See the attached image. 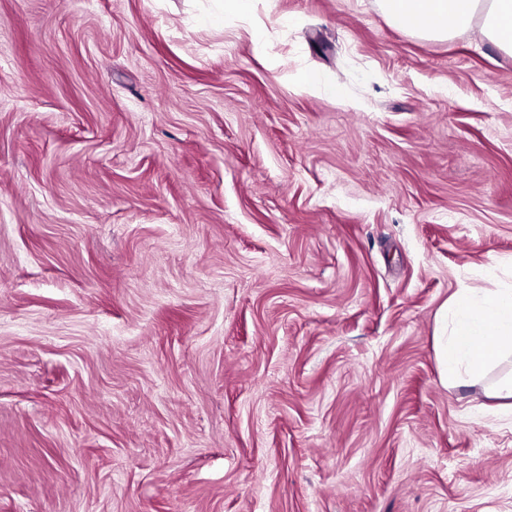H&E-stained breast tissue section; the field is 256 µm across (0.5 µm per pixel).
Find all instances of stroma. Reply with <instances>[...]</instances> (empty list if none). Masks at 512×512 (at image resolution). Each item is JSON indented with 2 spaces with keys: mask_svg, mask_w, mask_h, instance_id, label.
Returning <instances> with one entry per match:
<instances>
[{
  "mask_svg": "<svg viewBox=\"0 0 512 512\" xmlns=\"http://www.w3.org/2000/svg\"><path fill=\"white\" fill-rule=\"evenodd\" d=\"M252 13L0 0V512H512V368L440 365L512 280V55Z\"/></svg>",
  "mask_w": 512,
  "mask_h": 512,
  "instance_id": "35a3bbf8",
  "label": "stroma"
}]
</instances>
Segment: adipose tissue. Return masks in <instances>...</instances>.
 <instances>
[{"label":"adipose tissue","mask_w":512,"mask_h":512,"mask_svg":"<svg viewBox=\"0 0 512 512\" xmlns=\"http://www.w3.org/2000/svg\"><path fill=\"white\" fill-rule=\"evenodd\" d=\"M380 6L393 25L420 36L449 39L474 27L483 39L512 53V0H380ZM449 309L441 344L449 382L481 378L512 356V287L480 295L460 289Z\"/></svg>","instance_id":"adipose-tissue-1"}]
</instances>
